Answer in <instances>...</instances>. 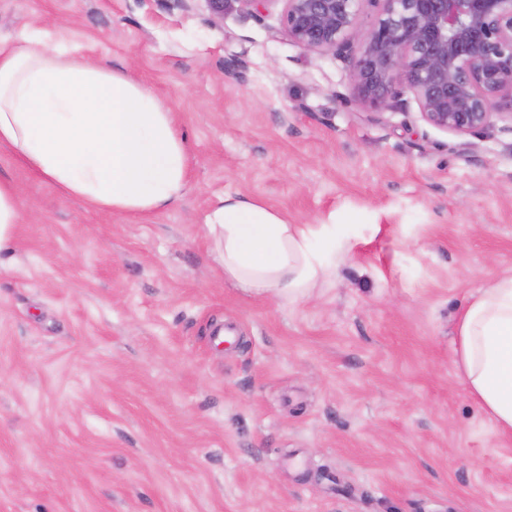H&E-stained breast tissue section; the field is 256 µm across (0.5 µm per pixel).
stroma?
Returning a JSON list of instances; mask_svg holds the SVG:
<instances>
[{
  "label": "stroma",
  "instance_id": "1",
  "mask_svg": "<svg viewBox=\"0 0 512 512\" xmlns=\"http://www.w3.org/2000/svg\"><path fill=\"white\" fill-rule=\"evenodd\" d=\"M282 9L0 0V40L37 19L130 70L190 152L183 201L125 217L0 148L24 213L0 274V512H512V437L454 364L459 311L512 273V130L369 113ZM227 193L294 224L350 213L335 284L293 304L228 285L203 227Z\"/></svg>",
  "mask_w": 512,
  "mask_h": 512
}]
</instances>
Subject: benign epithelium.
<instances>
[{
    "label": "benign epithelium",
    "mask_w": 512,
    "mask_h": 512,
    "mask_svg": "<svg viewBox=\"0 0 512 512\" xmlns=\"http://www.w3.org/2000/svg\"><path fill=\"white\" fill-rule=\"evenodd\" d=\"M279 1L293 42L348 59L360 106L403 109L409 93L427 123L455 135L512 130V0H380L356 50L364 0H238L257 15ZM380 10V4L362 2L357 24L350 35L354 48L360 46L368 32L372 29Z\"/></svg>",
    "instance_id": "1"
}]
</instances>
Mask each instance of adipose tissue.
Segmentation results:
<instances>
[{
	"instance_id": "1",
	"label": "adipose tissue",
	"mask_w": 512,
	"mask_h": 512,
	"mask_svg": "<svg viewBox=\"0 0 512 512\" xmlns=\"http://www.w3.org/2000/svg\"><path fill=\"white\" fill-rule=\"evenodd\" d=\"M87 206L119 215L158 212L187 191L189 150L172 112L130 73L70 56L40 25L0 42V147ZM204 228L234 287L294 302L333 282L349 254L332 224H293L262 201L220 197ZM456 368L497 430L512 435V274L460 312Z\"/></svg>"
}]
</instances>
